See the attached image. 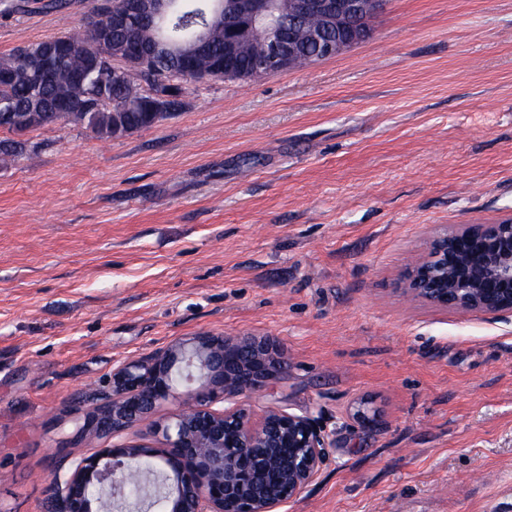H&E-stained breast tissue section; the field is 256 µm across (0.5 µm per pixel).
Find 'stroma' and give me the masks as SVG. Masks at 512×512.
Masks as SVG:
<instances>
[{"mask_svg": "<svg viewBox=\"0 0 512 512\" xmlns=\"http://www.w3.org/2000/svg\"><path fill=\"white\" fill-rule=\"evenodd\" d=\"M25 2L0 8V56L85 36L91 0ZM373 28L302 70L190 87L125 137L22 134L34 159L0 164V512L155 441L179 398L92 440L82 399L205 334L275 337L288 373L254 414L335 434L279 512H512V314L397 287L436 232L512 217V0H387Z\"/></svg>", "mask_w": 512, "mask_h": 512, "instance_id": "stroma-1", "label": "stroma"}]
</instances>
